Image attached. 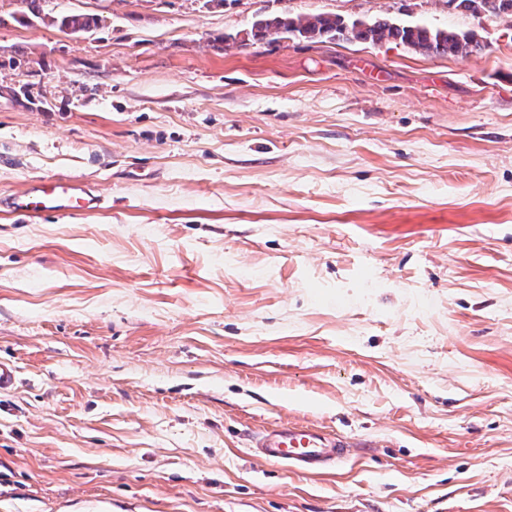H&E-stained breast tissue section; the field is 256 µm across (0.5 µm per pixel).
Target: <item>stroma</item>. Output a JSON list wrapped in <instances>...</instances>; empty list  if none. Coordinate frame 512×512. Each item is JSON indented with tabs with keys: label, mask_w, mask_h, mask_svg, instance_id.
Instances as JSON below:
<instances>
[{
	"label": "stroma",
	"mask_w": 512,
	"mask_h": 512,
	"mask_svg": "<svg viewBox=\"0 0 512 512\" xmlns=\"http://www.w3.org/2000/svg\"><path fill=\"white\" fill-rule=\"evenodd\" d=\"M484 53L221 36L280 7ZM0 0V512H512V22L444 0ZM278 421L357 441L308 475ZM50 20L60 29L88 33L98 26L100 18L94 14L66 13L52 16ZM101 206L102 198L96 191L68 177L37 179L23 192L0 198V208L25 217L55 212H92Z\"/></svg>",
	"instance_id": "1"
}]
</instances>
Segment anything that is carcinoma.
<instances>
[{
	"label": "carcinoma",
	"mask_w": 512,
	"mask_h": 512,
	"mask_svg": "<svg viewBox=\"0 0 512 512\" xmlns=\"http://www.w3.org/2000/svg\"><path fill=\"white\" fill-rule=\"evenodd\" d=\"M94 14L66 13L51 17L61 29L88 33L99 24ZM252 40L260 43L272 39H292L299 42L346 40L378 45L397 43L428 57H458L480 54L485 44L476 32L451 30L412 24L389 16H380L356 23L336 14H293L288 9L264 15L249 29Z\"/></svg>",
	"instance_id": "cac0c4a2"
}]
</instances>
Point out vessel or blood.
<instances>
[{"mask_svg":"<svg viewBox=\"0 0 512 512\" xmlns=\"http://www.w3.org/2000/svg\"><path fill=\"white\" fill-rule=\"evenodd\" d=\"M102 206L101 196L84 183L67 177L41 178L21 193L0 198V209L25 217L55 212H92ZM351 444L331 438L304 424H277L259 433L251 456L265 463H280L315 474L334 468L351 456Z\"/></svg>","mask_w":512,"mask_h":512,"instance_id":"obj_1","label":"vessel or blood"}]
</instances>
